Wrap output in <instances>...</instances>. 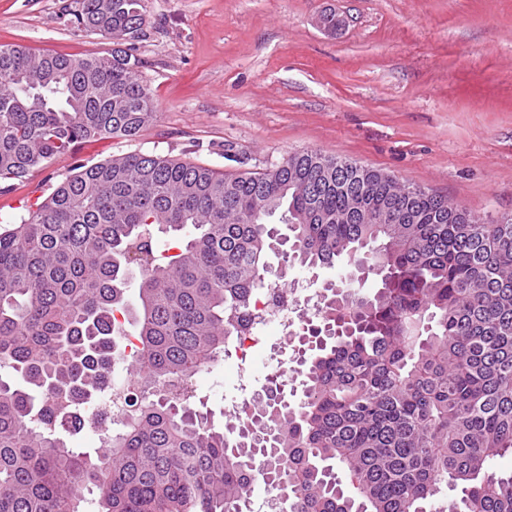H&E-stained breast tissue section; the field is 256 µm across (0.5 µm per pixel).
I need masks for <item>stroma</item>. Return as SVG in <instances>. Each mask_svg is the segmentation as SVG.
I'll use <instances>...</instances> for the list:
<instances>
[{
    "mask_svg": "<svg viewBox=\"0 0 512 512\" xmlns=\"http://www.w3.org/2000/svg\"><path fill=\"white\" fill-rule=\"evenodd\" d=\"M63 0H0V46L84 57L112 39L63 24ZM125 38L157 118L133 139L83 142L0 189L16 224L82 164L127 153L252 171L320 150L437 192L487 218L512 213V0H148ZM335 12L342 28L320 18ZM248 385L226 355L193 388L216 426L277 373L280 336Z\"/></svg>",
    "mask_w": 512,
    "mask_h": 512,
    "instance_id": "stroma-1",
    "label": "stroma"
}]
</instances>
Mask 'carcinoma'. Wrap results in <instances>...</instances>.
I'll return each instance as SVG.
<instances>
[{
    "label": "carcinoma",
    "instance_id": "1",
    "mask_svg": "<svg viewBox=\"0 0 512 512\" xmlns=\"http://www.w3.org/2000/svg\"><path fill=\"white\" fill-rule=\"evenodd\" d=\"M74 31L136 35L147 0H70ZM122 48L83 58L0 47V184L83 141L133 139L156 114ZM345 261L302 320L301 394L285 378L218 430L189 379L271 273ZM138 271V304L126 283ZM374 276L362 296L356 278ZM121 362L127 418L92 457ZM512 214L495 221L380 170L302 151L224 173L128 153L67 176L0 231V512H238L257 473L289 512H512Z\"/></svg>",
    "mask_w": 512,
    "mask_h": 512
}]
</instances>
